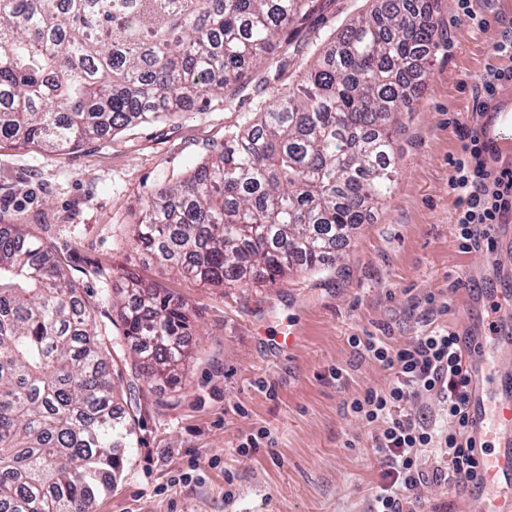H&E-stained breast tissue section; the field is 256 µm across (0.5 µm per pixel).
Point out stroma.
<instances>
[{
    "instance_id": "35a3bbf8",
    "label": "stroma",
    "mask_w": 512,
    "mask_h": 512,
    "mask_svg": "<svg viewBox=\"0 0 512 512\" xmlns=\"http://www.w3.org/2000/svg\"><path fill=\"white\" fill-rule=\"evenodd\" d=\"M374 0H317L310 41L326 44ZM441 0L439 46L426 83L403 113L395 141L391 199L355 231L340 260L319 274H289L247 288L203 284L161 272L127 246L148 194L188 178L224 141L234 113L219 104L91 139L63 155L0 142V220L27 225L69 267L104 321L113 291L154 286L185 299L192 334L175 381L125 373L133 444L95 512H368L382 466L369 430L347 401L389 376L356 356L352 336L405 345L426 332L424 298L451 309L441 325L468 335L490 307L470 310L484 288L512 292V266L496 253L460 252L458 194L450 160L458 127H485L477 84L512 67L493 46L512 26V0ZM297 332L293 348L276 339ZM342 378H335V369ZM256 453L239 446L258 431ZM232 483H225V472Z\"/></svg>"
}]
</instances>
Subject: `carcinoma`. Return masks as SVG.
Instances as JSON below:
<instances>
[{"label": "carcinoma", "instance_id": "1", "mask_svg": "<svg viewBox=\"0 0 512 512\" xmlns=\"http://www.w3.org/2000/svg\"><path fill=\"white\" fill-rule=\"evenodd\" d=\"M378 2L281 95L315 0H0V141L62 155L218 95L238 113L224 144L150 192L128 246L230 288L316 271L391 198L398 116L437 47L439 0ZM112 308L117 336L68 265L0 224V512H94L132 443L119 361L184 365V300L148 287Z\"/></svg>", "mask_w": 512, "mask_h": 512}]
</instances>
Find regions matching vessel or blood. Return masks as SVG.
Wrapping results in <instances>:
<instances>
[{"label":"vessel or blood","mask_w":512,"mask_h":512,"mask_svg":"<svg viewBox=\"0 0 512 512\" xmlns=\"http://www.w3.org/2000/svg\"><path fill=\"white\" fill-rule=\"evenodd\" d=\"M500 112L492 140L498 151L512 154V108L504 104ZM487 294L497 295L492 288ZM500 298L497 333L466 339L470 431L476 442L491 439L498 448L483 456L480 483L468 494L465 512H512V296Z\"/></svg>","instance_id":"1"}]
</instances>
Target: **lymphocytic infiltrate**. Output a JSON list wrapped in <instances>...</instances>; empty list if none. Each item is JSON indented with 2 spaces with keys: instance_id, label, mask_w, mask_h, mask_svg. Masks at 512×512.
I'll return each instance as SVG.
<instances>
[{
  "instance_id": "obj_1",
  "label": "lymphocytic infiltrate",
  "mask_w": 512,
  "mask_h": 512,
  "mask_svg": "<svg viewBox=\"0 0 512 512\" xmlns=\"http://www.w3.org/2000/svg\"><path fill=\"white\" fill-rule=\"evenodd\" d=\"M459 157L452 159L449 185L458 192L457 242L462 251L490 243V231L512 214V168L491 169L489 146L477 130L460 127ZM462 338L436 326L406 346L382 336H354L359 357L388 371L383 387L366 389L347 408L369 427L383 467L369 512H417L426 484L458 486L478 480L480 458L465 411L469 377ZM435 400L440 410L428 408ZM433 469H426V462Z\"/></svg>"
}]
</instances>
